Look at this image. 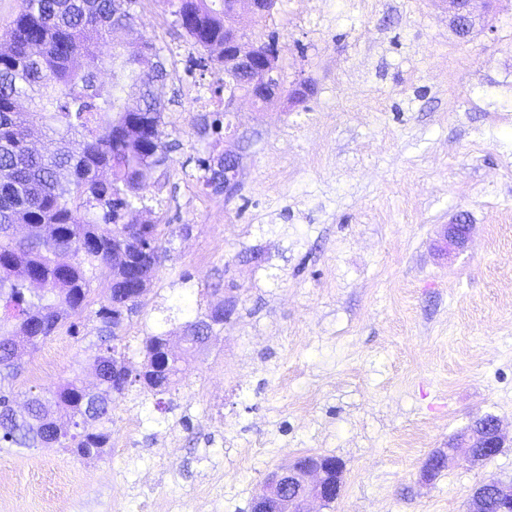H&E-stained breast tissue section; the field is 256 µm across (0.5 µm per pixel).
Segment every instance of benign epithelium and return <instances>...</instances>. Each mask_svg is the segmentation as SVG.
Segmentation results:
<instances>
[{"label": "benign epithelium", "instance_id": "obj_1", "mask_svg": "<svg viewBox=\"0 0 512 512\" xmlns=\"http://www.w3.org/2000/svg\"><path fill=\"white\" fill-rule=\"evenodd\" d=\"M476 0H448V17L455 32L466 37L476 26L473 3ZM279 53L265 43L247 46L238 30L224 43V78L242 82L256 101H277L282 87L273 81L278 71ZM242 154L224 151V197L233 198L240 187ZM470 225L463 219L448 225L444 233L447 244L462 247L468 240ZM505 434L500 420L492 415L476 418L463 435L448 441V452H435L424 462L422 479L433 480L439 472L458 458L473 465L482 464L500 453ZM342 463L324 455H310L302 462L291 463L270 472L262 491L255 495L250 512H315L312 504L327 505L338 499ZM494 500L497 512H512V481L489 480L478 485L470 500L469 512H484L488 500Z\"/></svg>", "mask_w": 512, "mask_h": 512}]
</instances>
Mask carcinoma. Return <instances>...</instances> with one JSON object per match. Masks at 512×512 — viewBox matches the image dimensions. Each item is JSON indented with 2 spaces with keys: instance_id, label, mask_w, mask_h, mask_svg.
I'll list each match as a JSON object with an SVG mask.
<instances>
[{
  "instance_id": "obj_1",
  "label": "carcinoma",
  "mask_w": 512,
  "mask_h": 512,
  "mask_svg": "<svg viewBox=\"0 0 512 512\" xmlns=\"http://www.w3.org/2000/svg\"><path fill=\"white\" fill-rule=\"evenodd\" d=\"M232 2L168 0L182 35L204 51L193 65L207 68L208 52L231 35ZM116 33L123 50L112 59L131 81L133 106L125 100L127 88L96 81L95 48ZM6 43L7 52H0V447L58 446L98 457L111 442L112 401L127 388L113 386L112 359L139 305L138 291L148 288L165 258L156 225L127 224L118 239L112 225L137 203L147 208L139 191L169 159L165 106L154 91L168 72L160 62L138 70L159 49L136 27L123 0H19ZM35 126L56 143L54 150L27 147ZM196 163L203 185L224 191L223 156ZM104 171L110 177L101 178ZM19 224L29 225L27 235H15ZM102 267L111 279L94 311L98 389L68 380L49 397L31 394L16 413L14 351L38 347L63 326L79 334L78 320ZM201 324L197 317L185 325L187 348L206 335ZM167 343L164 334L144 338V359L131 381L156 394L171 391L182 364L168 355Z\"/></svg>"
}]
</instances>
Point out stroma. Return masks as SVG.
<instances>
[{"label": "stroma", "instance_id": "obj_1", "mask_svg": "<svg viewBox=\"0 0 512 512\" xmlns=\"http://www.w3.org/2000/svg\"><path fill=\"white\" fill-rule=\"evenodd\" d=\"M139 29L169 73L159 88L173 145L143 193L166 257L136 315L126 355L150 333L232 300L235 313L155 396L129 386L112 404L98 458L0 447V512H249L272 469L302 455L343 463L320 512H467L474 488L512 479V0H490L467 39L443 0H277L238 17L251 44L276 34L283 90L303 101L235 109L242 186L205 188L194 99L221 64L194 70L165 0H136ZM472 226L465 249L443 231ZM61 332L21 358L17 394L95 377L88 347ZM510 438L434 480L421 467L476 416Z\"/></svg>", "mask_w": 512, "mask_h": 512}]
</instances>
